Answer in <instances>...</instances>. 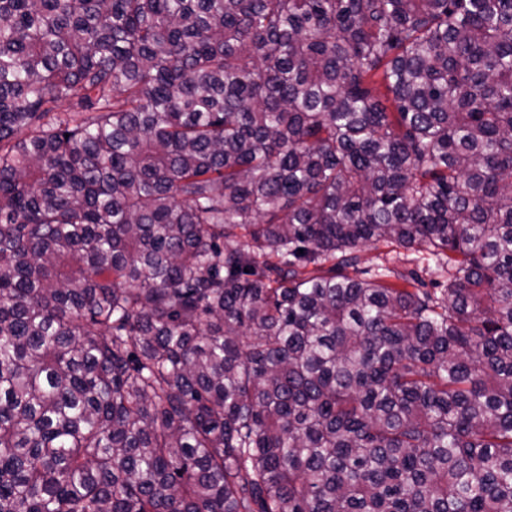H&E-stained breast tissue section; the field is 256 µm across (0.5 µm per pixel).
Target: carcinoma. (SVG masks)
Returning a JSON list of instances; mask_svg holds the SVG:
<instances>
[{"instance_id":"cac0c4a2","label":"carcinoma","mask_w":512,"mask_h":512,"mask_svg":"<svg viewBox=\"0 0 512 512\" xmlns=\"http://www.w3.org/2000/svg\"><path fill=\"white\" fill-rule=\"evenodd\" d=\"M0 512H512V0H0ZM359 255V267L370 270L371 275L377 273L381 267L389 268L398 274L416 270L423 275L428 288L439 291L448 284V274L438 271L431 261L428 263V256L423 250H407L396 244L379 242L363 247Z\"/></svg>"}]
</instances>
